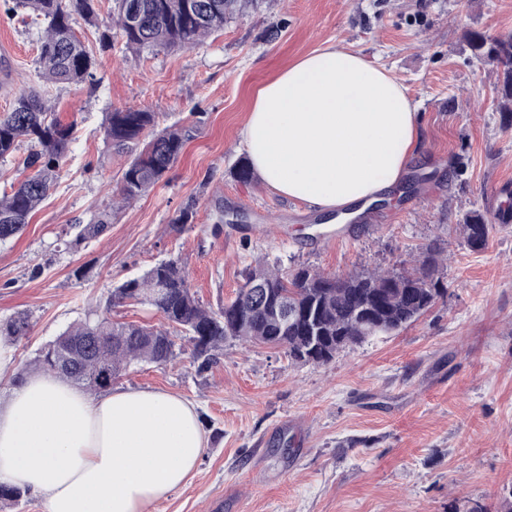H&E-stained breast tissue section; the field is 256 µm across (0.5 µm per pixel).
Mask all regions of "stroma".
I'll return each mask as SVG.
<instances>
[{
  "instance_id": "1",
  "label": "stroma",
  "mask_w": 512,
  "mask_h": 512,
  "mask_svg": "<svg viewBox=\"0 0 512 512\" xmlns=\"http://www.w3.org/2000/svg\"><path fill=\"white\" fill-rule=\"evenodd\" d=\"M115 0H94L77 37L96 58L93 82L47 85L76 126L48 196L17 236L0 241V323L27 313L10 338L16 380L41 349L92 315L159 324L150 309L110 305L113 288L174 259L215 310L248 270L307 266L344 276L409 266L435 246L447 295L408 327L348 347L325 365L226 341L199 367L175 336L163 366L130 365L113 390L153 389L191 402L206 438L196 468L147 512H497L512 486V223L470 251L459 228L473 209L512 206V127L498 114L495 75L468 37L512 31V0H248L223 30L191 48L135 50L113 31ZM44 23L0 0V113L41 85ZM390 70L420 116L418 156L379 223L336 235L306 205L242 182L240 133L257 86L329 44ZM141 108L157 130L192 128L179 159L149 192L111 211L108 231L72 247L77 225L109 211L129 155L104 139L108 112ZM462 169H455V159ZM191 224L172 229L179 212Z\"/></svg>"
}]
</instances>
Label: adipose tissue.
<instances>
[{
	"label": "adipose tissue",
	"mask_w": 512,
	"mask_h": 512,
	"mask_svg": "<svg viewBox=\"0 0 512 512\" xmlns=\"http://www.w3.org/2000/svg\"><path fill=\"white\" fill-rule=\"evenodd\" d=\"M241 136L265 187L342 219L400 182L420 126L388 70L329 45L258 88ZM205 446L194 407L160 390L95 396L45 373L0 406V483L42 497L46 512H145Z\"/></svg>",
	"instance_id": "1"
}]
</instances>
